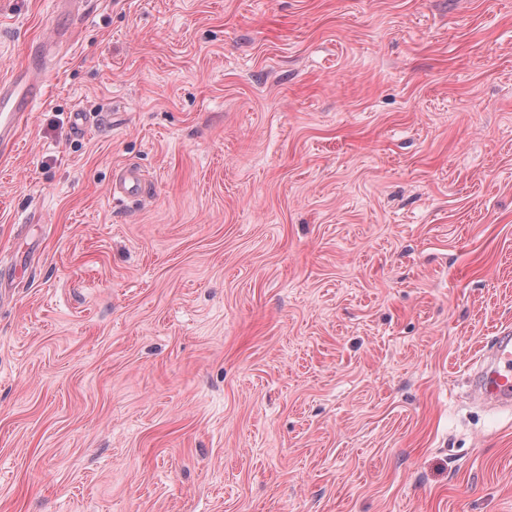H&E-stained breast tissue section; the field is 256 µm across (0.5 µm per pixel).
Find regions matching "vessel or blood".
<instances>
[{
	"label": "vessel or blood",
	"mask_w": 512,
	"mask_h": 512,
	"mask_svg": "<svg viewBox=\"0 0 512 512\" xmlns=\"http://www.w3.org/2000/svg\"><path fill=\"white\" fill-rule=\"evenodd\" d=\"M48 47L32 48L28 61L9 78L0 80V154L14 150L17 129L28 112L45 95L44 62ZM111 194L116 199L140 200L149 194V184L140 169L126 165L112 175ZM474 389L488 404L512 405V329L501 328L492 345L477 362Z\"/></svg>",
	"instance_id": "b4317fda"
}]
</instances>
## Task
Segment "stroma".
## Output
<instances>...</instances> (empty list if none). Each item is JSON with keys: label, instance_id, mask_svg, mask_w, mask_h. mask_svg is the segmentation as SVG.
<instances>
[{"label": "stroma", "instance_id": "stroma-1", "mask_svg": "<svg viewBox=\"0 0 512 512\" xmlns=\"http://www.w3.org/2000/svg\"><path fill=\"white\" fill-rule=\"evenodd\" d=\"M67 25L0 0V78ZM55 55L0 157V512H512L469 391L512 0H92ZM111 194L116 199L140 200L149 194V184L134 165H126L112 175Z\"/></svg>", "mask_w": 512, "mask_h": 512}]
</instances>
